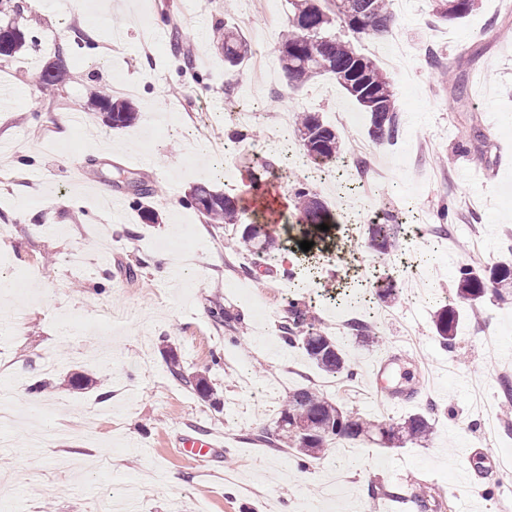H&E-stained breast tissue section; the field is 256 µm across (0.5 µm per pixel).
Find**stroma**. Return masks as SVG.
<instances>
[{"label": "stroma", "instance_id": "obj_1", "mask_svg": "<svg viewBox=\"0 0 512 512\" xmlns=\"http://www.w3.org/2000/svg\"><path fill=\"white\" fill-rule=\"evenodd\" d=\"M245 0L225 13L224 0H6L0 24L18 22L30 35L21 52L0 58V81L13 99L0 105V398L19 423L0 429V470L22 481L0 497V512H113L127 484L140 483V512H504L512 480L497 459L512 451V405L499 378L512 367V296L486 288L476 311H464L451 346L434 326L436 311L458 304V269L474 239L484 244L481 265L512 262V0H478L466 18L440 21L435 0H406L393 14L387 44L408 47L391 73L402 129L397 140L374 142L363 161L329 168L314 180L296 139L295 114L316 112L344 142L368 140L369 119L332 77L300 86L280 77L279 34L288 0H276V28L265 66H224L219 19L241 24ZM181 33L192 68L176 72L173 35ZM93 50L74 51L76 34ZM434 50L441 61L425 59ZM64 56L65 80L55 97L36 77ZM123 79L139 88L133 123L106 126L91 106L95 84ZM253 101L256 120L233 121L227 100ZM353 114L340 124L337 112ZM59 112L80 114L58 123ZM244 144L225 153V145ZM32 156L30 166L20 157ZM84 168L83 181L71 175ZM352 168L384 170L361 188ZM137 178L157 193L147 208L134 205L126 181ZM292 197L304 184L325 200L328 230L311 234L302 250L294 206L267 229L281 254L295 258L294 278L281 270L252 272L236 224H208L184 199L191 187L244 198L248 182ZM394 225L396 249L369 246V221ZM170 253L172 268L154 263ZM396 282L399 293L378 297L376 284ZM309 303L319 326L337 337L354 369L349 390L324 383V374L298 347L282 339L289 300ZM234 320L215 322L214 306ZM387 320H377L378 311ZM371 323L375 339L338 336V315ZM400 360L390 386L415 391V401L392 409L375 391L373 362L386 350ZM185 373H200L214 399L200 398L172 376L170 354ZM222 362L213 365V354ZM83 388L69 385L71 376ZM484 380L503 431L487 446L471 410L468 381ZM44 383L32 394L30 387ZM312 387L353 415L400 421L433 419L426 442L386 448L339 445L302 463L295 450L274 448L281 402ZM37 412H30V404ZM63 430L62 441L29 465L24 421ZM209 431L222 455H183L177 441ZM481 449L473 481L458 477L455 450ZM339 469L343 491L323 503L324 472ZM428 509H421L420 498Z\"/></svg>", "mask_w": 512, "mask_h": 512}]
</instances>
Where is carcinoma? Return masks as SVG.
Returning <instances> with one entry per match:
<instances>
[{"mask_svg":"<svg viewBox=\"0 0 512 512\" xmlns=\"http://www.w3.org/2000/svg\"><path fill=\"white\" fill-rule=\"evenodd\" d=\"M478 0H439L436 12L444 21L461 20L469 15ZM288 32L279 47V61L288 82L298 85L331 75L357 105L370 114V134L377 140L394 141L400 130V114L392 83L374 59L363 55L353 43L336 36L335 23L365 37L380 36L389 31L392 22L387 0H290ZM224 31V63L236 67L248 54L246 41L238 29L218 21ZM64 81L63 66L54 62L37 76L46 93H55ZM92 104L105 112L110 127L120 129L135 119L130 102L114 99L106 91L90 92ZM304 155L315 165L340 158L342 140L314 112H305L297 124ZM301 218L314 224L330 220L325 203L305 187L295 191ZM187 204L203 218L226 224H241L240 244L263 265L275 259L277 247L269 233L259 224L244 220L238 200L218 193L206 184L195 185L186 197ZM371 247L380 254L389 253L395 244L391 224H370ZM495 280L504 289L512 288V267L498 265L489 272L468 265L459 269L457 295L472 304L485 293L487 282ZM288 323L281 326L282 336L290 344H298L308 358L325 373L335 376L350 373L344 350L333 341L310 315L308 306L288 301ZM460 313L451 305L442 306L436 315L438 335L448 344ZM170 371L174 377L192 386L198 396L211 399L213 388L200 375H189L181 369L175 354H170ZM433 433L430 420L413 414L399 423L372 422L352 416L338 404L304 387L288 393L277 421L278 437H285L297 453L309 461L320 459L331 444L340 440L372 439L389 448H399L406 441H427Z\"/></svg>","mask_w":512,"mask_h":512,"instance_id":"obj_1","label":"carcinoma"}]
</instances>
